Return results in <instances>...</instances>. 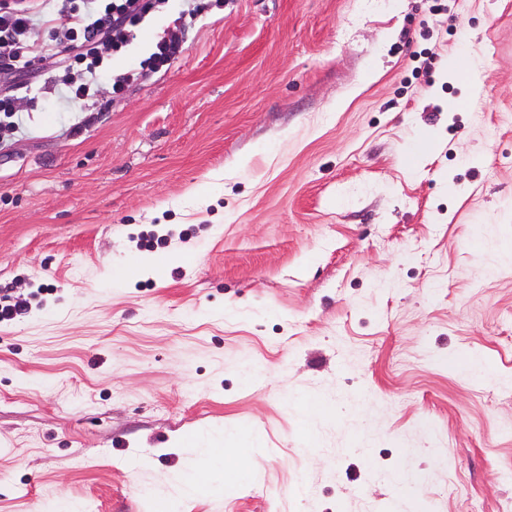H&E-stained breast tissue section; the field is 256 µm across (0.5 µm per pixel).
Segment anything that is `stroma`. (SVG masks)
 <instances>
[{
	"mask_svg": "<svg viewBox=\"0 0 512 512\" xmlns=\"http://www.w3.org/2000/svg\"><path fill=\"white\" fill-rule=\"evenodd\" d=\"M441 2L224 0L113 97L170 0L84 109L60 31L0 73V512H512V0ZM0 138L1 131L14 134L21 126V119L16 110V97L12 91H0ZM3 300V301H2ZM29 302L20 296L0 297V322H10L29 312Z\"/></svg>",
	"mask_w": 512,
	"mask_h": 512,
	"instance_id": "stroma-1",
	"label": "stroma"
}]
</instances>
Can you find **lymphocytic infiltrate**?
<instances>
[{
    "mask_svg": "<svg viewBox=\"0 0 512 512\" xmlns=\"http://www.w3.org/2000/svg\"><path fill=\"white\" fill-rule=\"evenodd\" d=\"M168 0H44L43 10L33 12L18 0H0V69L26 67L38 28L62 30L66 39L61 59L41 69L44 87L60 90L70 102H84L97 95L100 77L112 55L124 52L132 27L150 13L162 10ZM224 0H188L172 21L171 29L158 35L137 67L112 81L113 96L123 94L130 82L167 71L184 51L181 37L189 20L205 10L223 9Z\"/></svg>",
    "mask_w": 512,
    "mask_h": 512,
    "instance_id": "1",
    "label": "lymphocytic infiltrate"
}]
</instances>
